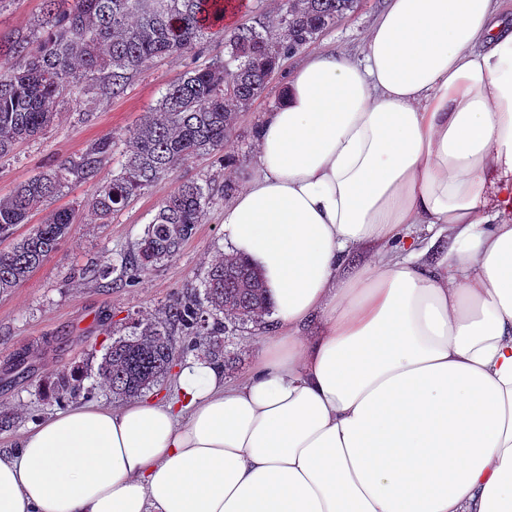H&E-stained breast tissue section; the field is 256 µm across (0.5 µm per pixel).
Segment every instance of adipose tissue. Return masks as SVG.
Returning <instances> with one entry per match:
<instances>
[{
    "mask_svg": "<svg viewBox=\"0 0 512 512\" xmlns=\"http://www.w3.org/2000/svg\"><path fill=\"white\" fill-rule=\"evenodd\" d=\"M255 143L222 224L271 299L253 371L47 418L0 512H512V16L387 0Z\"/></svg>",
    "mask_w": 512,
    "mask_h": 512,
    "instance_id": "obj_1",
    "label": "adipose tissue"
}]
</instances>
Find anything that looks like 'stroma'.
I'll use <instances>...</instances> for the list:
<instances>
[{"mask_svg": "<svg viewBox=\"0 0 512 512\" xmlns=\"http://www.w3.org/2000/svg\"><path fill=\"white\" fill-rule=\"evenodd\" d=\"M384 5L385 0H358L356 9L320 35L308 51L360 56L367 32ZM44 12V0H0V71L17 63L7 52L13 41L23 38L35 45L42 39ZM223 53L221 38H205L183 56L146 63L119 96L84 85L64 92L54 125L0 159V196H9L19 184L42 172L79 160L89 145L102 137L123 139L185 71ZM302 59L299 53L285 59L282 75L240 113L223 157L205 154L193 158L173 177L137 193L103 224L94 213L92 200L97 187L119 171L122 158L117 155L104 161L93 178L72 180L47 205L31 212L28 223L17 225L14 235L20 238L55 211L69 210L74 216L71 233L59 240L55 251L19 288L0 296V403L15 407L22 416L19 428L0 431V453L15 449L24 432L58 412V405H46L38 399L40 384L52 381L58 371L78 365L89 367L83 386L91 390L92 402L112 405V397L97 390L93 374L104 346L110 342V331L124 330L131 319L157 313L164 304L199 285L209 260L224 250V203L216 201L208 209L175 259L153 268L133 285L103 288L79 278V271L129 252L154 218L161 200L181 182L230 177L244 184L253 171L254 128L275 106L283 74L295 69ZM267 338V331L258 326L231 335L226 346L238 361L225 372V380L245 378ZM22 351L29 352L30 358L25 372L19 373L13 370L12 361Z\"/></svg>", "mask_w": 512, "mask_h": 512, "instance_id": "obj_1", "label": "stroma"}]
</instances>
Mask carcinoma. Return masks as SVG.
Masks as SVG:
<instances>
[{"instance_id": "1", "label": "carcinoma", "mask_w": 512, "mask_h": 512, "mask_svg": "<svg viewBox=\"0 0 512 512\" xmlns=\"http://www.w3.org/2000/svg\"><path fill=\"white\" fill-rule=\"evenodd\" d=\"M231 0H44L45 25L56 27L36 50L13 43L22 63L0 72V156L16 143L49 128L60 95L70 87L100 82L106 93L123 94L145 62L180 56L209 35L224 39V57L187 71L168 87L158 105L125 138V161L101 185L93 209L108 223L137 192L171 176L201 154L223 155L238 115L270 83L268 66L313 43L358 0H288L274 17L256 14L248 24L224 29ZM107 136L80 159L42 173L0 197V239L26 222L28 214L53 197L69 177L89 179L113 151ZM236 190L226 179L185 182L164 198L136 247L118 261L107 260L83 272L107 284L119 273L130 281L141 272L173 260L202 222L215 198ZM72 226L68 212H54L43 224L0 251V294L21 286ZM203 292L192 290L164 305L156 315L134 319L128 333L112 341L97 367L102 386L116 399H131L161 382L185 351H203L222 368L231 363L226 333L263 324L269 298L260 274L243 260L220 256L204 273ZM82 369L72 367L42 386L46 399L62 401L81 393Z\"/></svg>"}]
</instances>
